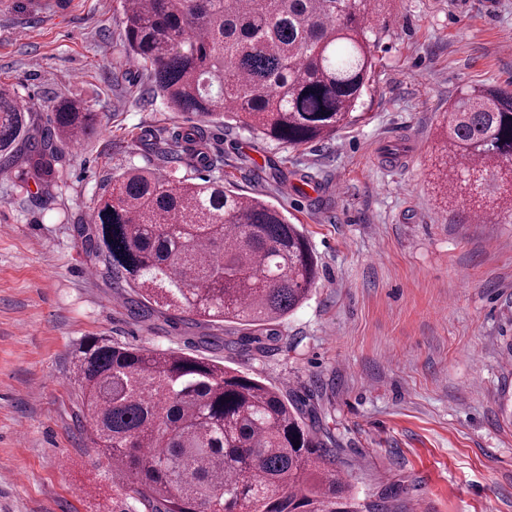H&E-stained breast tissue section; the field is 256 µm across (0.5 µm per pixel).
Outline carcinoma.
Returning <instances> with one entry per match:
<instances>
[{"mask_svg": "<svg viewBox=\"0 0 512 512\" xmlns=\"http://www.w3.org/2000/svg\"><path fill=\"white\" fill-rule=\"evenodd\" d=\"M387 0H123L125 53L167 108L202 123L246 119L291 149L358 120L374 77L372 37ZM86 103L61 98L30 129L0 85V168L23 143L48 197L60 144L99 126ZM438 178L448 202L476 218L512 190V89L474 86L448 104ZM150 151L169 168L114 177L75 232L93 265L126 288L134 315L156 308L195 323L261 327L298 308L318 280L301 227L279 204L224 188L200 125ZM202 167L200 179L182 172ZM74 401L97 465L125 497L120 512H384L356 502L319 421L284 389L210 359L93 338L75 363Z\"/></svg>", "mask_w": 512, "mask_h": 512, "instance_id": "cac0c4a2", "label": "carcinoma"}]
</instances>
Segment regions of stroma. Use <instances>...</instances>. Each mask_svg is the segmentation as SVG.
<instances>
[{"label": "stroma", "instance_id": "1", "mask_svg": "<svg viewBox=\"0 0 512 512\" xmlns=\"http://www.w3.org/2000/svg\"><path fill=\"white\" fill-rule=\"evenodd\" d=\"M122 0H0V83L43 125L58 97L99 112L63 148L51 197L0 170V512H112L76 426L75 351L92 336L202 353L314 408L362 503L390 512H512V212L463 220L436 186L438 128L469 85H512V0H393L359 121L295 151L243 122L206 128L236 191L281 203L318 259L306 302L254 329L137 319L74 227L150 136L189 126L133 66ZM286 160L283 174L271 161ZM236 348L199 349L202 336Z\"/></svg>", "mask_w": 512, "mask_h": 512}]
</instances>
